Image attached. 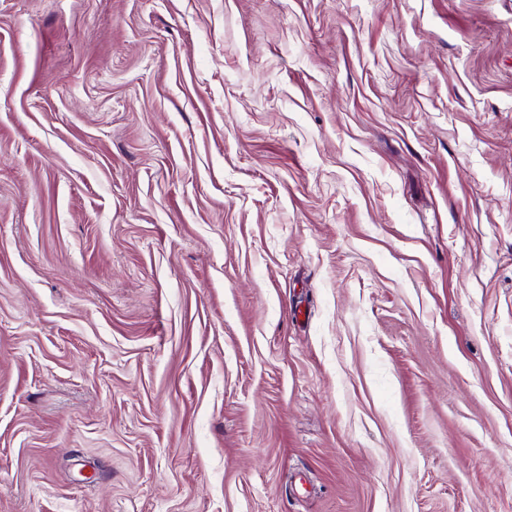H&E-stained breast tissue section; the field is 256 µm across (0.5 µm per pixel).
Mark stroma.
I'll return each instance as SVG.
<instances>
[{
    "mask_svg": "<svg viewBox=\"0 0 512 512\" xmlns=\"http://www.w3.org/2000/svg\"><path fill=\"white\" fill-rule=\"evenodd\" d=\"M0 512H512V0H0Z\"/></svg>",
    "mask_w": 512,
    "mask_h": 512,
    "instance_id": "1",
    "label": "stroma"
}]
</instances>
